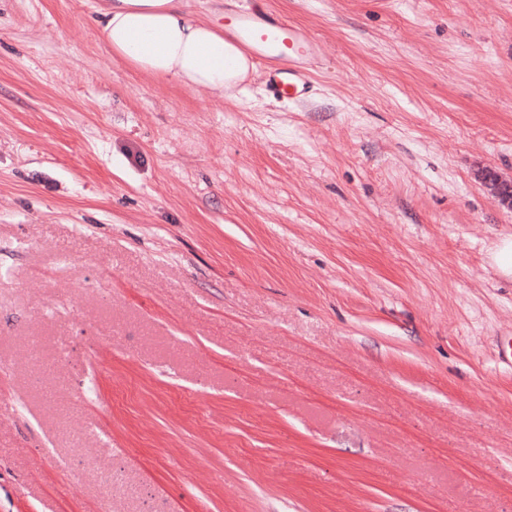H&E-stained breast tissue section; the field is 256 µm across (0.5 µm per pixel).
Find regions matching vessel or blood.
I'll use <instances>...</instances> for the list:
<instances>
[{"instance_id":"obj_1","label":"vessel or blood","mask_w":512,"mask_h":512,"mask_svg":"<svg viewBox=\"0 0 512 512\" xmlns=\"http://www.w3.org/2000/svg\"><path fill=\"white\" fill-rule=\"evenodd\" d=\"M225 29L245 50L265 60L274 94L289 98L304 94L307 80L299 61L309 53L311 43L303 29L260 8L231 16Z\"/></svg>"}]
</instances>
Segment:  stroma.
Segmentation results:
<instances>
[{
  "label": "stroma",
  "instance_id": "obj_1",
  "mask_svg": "<svg viewBox=\"0 0 512 512\" xmlns=\"http://www.w3.org/2000/svg\"><path fill=\"white\" fill-rule=\"evenodd\" d=\"M102 2L0 0V512H512V0H269L303 100ZM97 10L112 55L142 74L224 98L254 64L236 41L264 59L274 94L300 98L306 76L298 60L311 49L307 33L261 8L229 17L221 27L193 17L185 0H107ZM480 184L489 188L501 205L512 208V181L502 179L492 168H486L479 177Z\"/></svg>",
  "mask_w": 512,
  "mask_h": 512
}]
</instances>
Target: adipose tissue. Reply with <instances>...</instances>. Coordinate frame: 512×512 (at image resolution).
Segmentation results:
<instances>
[{
	"instance_id": "obj_1",
	"label": "adipose tissue",
	"mask_w": 512,
	"mask_h": 512,
	"mask_svg": "<svg viewBox=\"0 0 512 512\" xmlns=\"http://www.w3.org/2000/svg\"><path fill=\"white\" fill-rule=\"evenodd\" d=\"M97 14L113 56L142 74L220 95L254 67L232 35L193 17L184 0H107Z\"/></svg>"
}]
</instances>
